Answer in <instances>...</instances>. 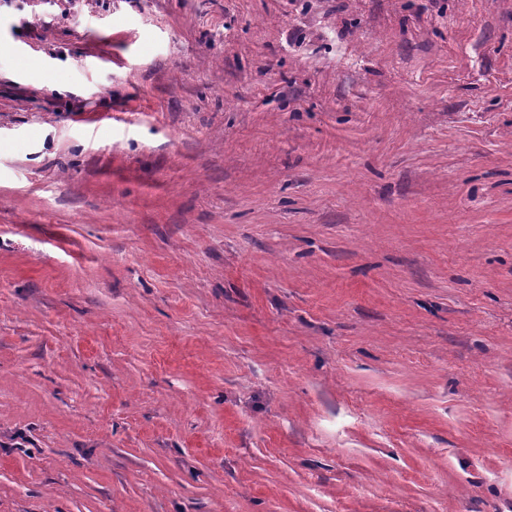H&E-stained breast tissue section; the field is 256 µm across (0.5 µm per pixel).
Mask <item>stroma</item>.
<instances>
[{
	"label": "stroma",
	"instance_id": "stroma-1",
	"mask_svg": "<svg viewBox=\"0 0 512 512\" xmlns=\"http://www.w3.org/2000/svg\"><path fill=\"white\" fill-rule=\"evenodd\" d=\"M0 512H512V0H0Z\"/></svg>",
	"mask_w": 512,
	"mask_h": 512
}]
</instances>
